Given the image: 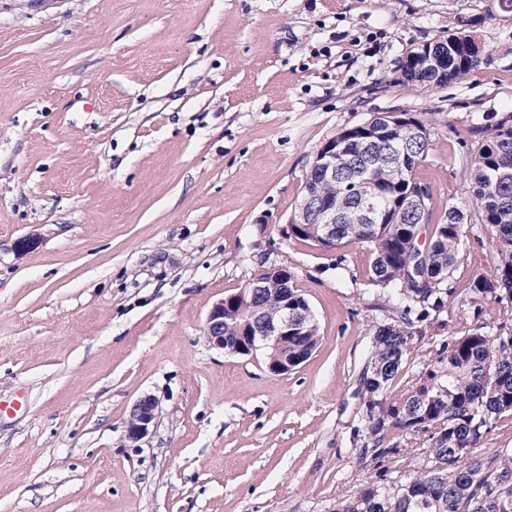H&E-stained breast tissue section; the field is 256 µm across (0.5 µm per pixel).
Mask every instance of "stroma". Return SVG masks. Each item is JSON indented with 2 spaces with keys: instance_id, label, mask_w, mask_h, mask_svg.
Listing matches in <instances>:
<instances>
[{
  "instance_id": "35a3bbf8",
  "label": "stroma",
  "mask_w": 512,
  "mask_h": 512,
  "mask_svg": "<svg viewBox=\"0 0 512 512\" xmlns=\"http://www.w3.org/2000/svg\"><path fill=\"white\" fill-rule=\"evenodd\" d=\"M464 27L488 65L400 81ZM388 112L428 123L436 211L473 125L512 118L498 0H0V512H332L377 293L369 255L285 238L319 146ZM34 244L18 250L21 238ZM451 284L488 271L467 236ZM287 265L321 343L281 376L210 349L211 305ZM152 434L127 441L143 395ZM158 415V401L144 395L133 405L126 426V436L131 443H138L151 434Z\"/></svg>"
}]
</instances>
